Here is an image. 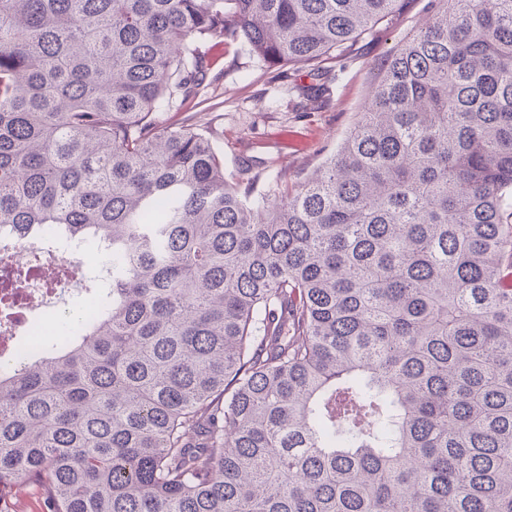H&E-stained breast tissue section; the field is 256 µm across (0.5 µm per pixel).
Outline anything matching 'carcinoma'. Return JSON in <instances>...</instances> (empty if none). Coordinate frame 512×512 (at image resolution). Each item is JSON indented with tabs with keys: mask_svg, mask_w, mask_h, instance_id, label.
Instances as JSON below:
<instances>
[{
	"mask_svg": "<svg viewBox=\"0 0 512 512\" xmlns=\"http://www.w3.org/2000/svg\"><path fill=\"white\" fill-rule=\"evenodd\" d=\"M403 0H0V236L112 283L0 364V501L512 512V0H439L336 151L224 176L203 45L325 61ZM5 511L8 512H43L44 506L39 492L31 485H17L6 499Z\"/></svg>",
	"mask_w": 512,
	"mask_h": 512,
	"instance_id": "cac0c4a2",
	"label": "carcinoma"
}]
</instances>
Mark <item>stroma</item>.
Masks as SVG:
<instances>
[{"label": "stroma", "instance_id": "35a3bbf8", "mask_svg": "<svg viewBox=\"0 0 512 512\" xmlns=\"http://www.w3.org/2000/svg\"><path fill=\"white\" fill-rule=\"evenodd\" d=\"M435 0H405L402 9L375 24L329 60L325 90L310 98L312 80L286 67L274 72L247 47L225 41L209 73L203 104L184 116L198 127L216 126L214 146L224 175L254 195L277 197L339 146L361 112L387 58L431 18Z\"/></svg>", "mask_w": 512, "mask_h": 512}]
</instances>
